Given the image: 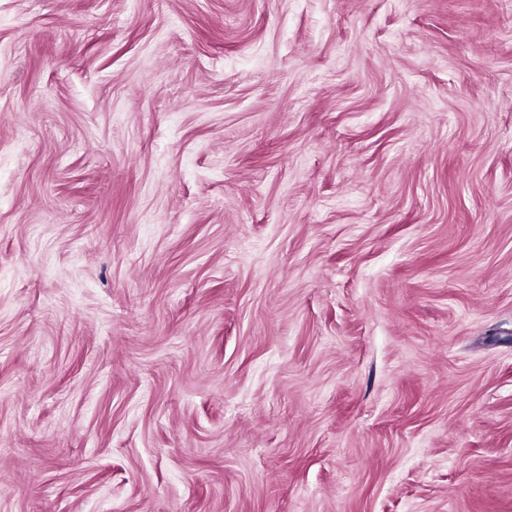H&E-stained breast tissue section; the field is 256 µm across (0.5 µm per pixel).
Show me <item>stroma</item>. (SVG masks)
<instances>
[{
  "label": "stroma",
  "mask_w": 512,
  "mask_h": 512,
  "mask_svg": "<svg viewBox=\"0 0 512 512\" xmlns=\"http://www.w3.org/2000/svg\"><path fill=\"white\" fill-rule=\"evenodd\" d=\"M0 512H512V0H0Z\"/></svg>",
  "instance_id": "35a3bbf8"
}]
</instances>
